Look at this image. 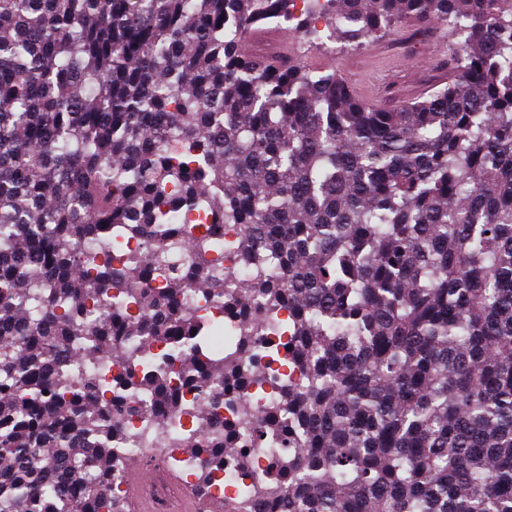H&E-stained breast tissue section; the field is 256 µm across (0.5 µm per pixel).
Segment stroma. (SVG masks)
<instances>
[{
  "label": "stroma",
  "instance_id": "1",
  "mask_svg": "<svg viewBox=\"0 0 512 512\" xmlns=\"http://www.w3.org/2000/svg\"><path fill=\"white\" fill-rule=\"evenodd\" d=\"M448 54L441 26L408 20L369 46L325 39L305 61L337 73L356 98L368 102L379 95L397 109L447 85Z\"/></svg>",
  "mask_w": 512,
  "mask_h": 512
}]
</instances>
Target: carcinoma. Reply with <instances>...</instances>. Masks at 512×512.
Listing matches in <instances>:
<instances>
[{"label":"carcinoma","instance_id":"cac0c4a2","mask_svg":"<svg viewBox=\"0 0 512 512\" xmlns=\"http://www.w3.org/2000/svg\"><path fill=\"white\" fill-rule=\"evenodd\" d=\"M294 2L0 0V512H128L112 407L150 391L157 421L185 413L174 361L197 392L260 381L199 361L223 326L183 301L212 293L226 224L254 270L225 321L267 361L259 330L286 328L301 378L233 423L194 407L200 497L246 429L289 448L242 490L274 512H512V0H304L309 45L319 12L353 46L442 26L453 79L398 110L243 51ZM183 242L192 267L168 279ZM129 336L168 346L145 359ZM69 357L107 398L60 374Z\"/></svg>","mask_w":512,"mask_h":512}]
</instances>
